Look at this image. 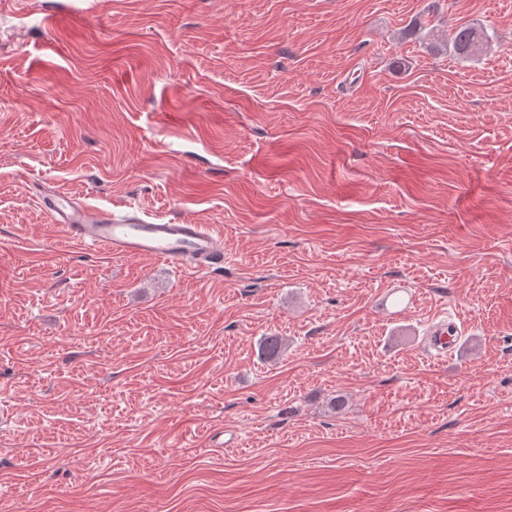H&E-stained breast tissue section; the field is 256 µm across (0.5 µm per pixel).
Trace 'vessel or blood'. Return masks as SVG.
Here are the masks:
<instances>
[{
	"instance_id": "vessel-or-blood-1",
	"label": "vessel or blood",
	"mask_w": 512,
	"mask_h": 512,
	"mask_svg": "<svg viewBox=\"0 0 512 512\" xmlns=\"http://www.w3.org/2000/svg\"><path fill=\"white\" fill-rule=\"evenodd\" d=\"M48 210L67 239L115 256H151L197 273L224 265V237L209 224H157L94 211L62 192Z\"/></svg>"
}]
</instances>
